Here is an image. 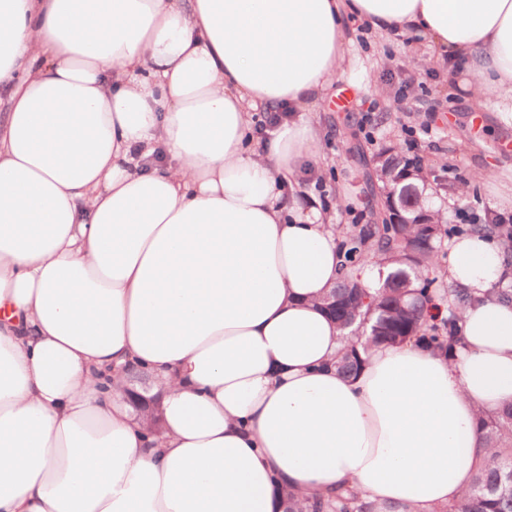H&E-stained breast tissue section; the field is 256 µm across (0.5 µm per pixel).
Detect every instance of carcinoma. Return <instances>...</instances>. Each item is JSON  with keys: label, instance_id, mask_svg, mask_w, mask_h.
Wrapping results in <instances>:
<instances>
[{"label": "carcinoma", "instance_id": "cac0c4a2", "mask_svg": "<svg viewBox=\"0 0 512 512\" xmlns=\"http://www.w3.org/2000/svg\"><path fill=\"white\" fill-rule=\"evenodd\" d=\"M377 178L381 191H396L410 201V208L392 214L385 209L382 222L354 224L339 243L344 276L323 300V309L341 328L356 339L348 342L336 362L342 373H352L362 363L360 350L372 344L400 345L408 340L454 356L462 345L459 310L470 301L461 288L448 289V316L438 322L426 318L431 286L439 263L438 248L453 229L437 212H429L430 223L420 224L415 216L426 210L423 191L428 172L397 147L377 156ZM379 261L398 264L373 289L366 288L357 271ZM478 429L489 464L475 476L469 491L448 505L446 512H512V408L479 418ZM375 512L374 506L349 489L310 502L293 500L291 512Z\"/></svg>", "mask_w": 512, "mask_h": 512}]
</instances>
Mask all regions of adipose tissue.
Segmentation results:
<instances>
[{"label":"adipose tissue","instance_id":"1","mask_svg":"<svg viewBox=\"0 0 512 512\" xmlns=\"http://www.w3.org/2000/svg\"><path fill=\"white\" fill-rule=\"evenodd\" d=\"M413 29L512 124V0H0V512H286L357 489L443 512L512 403V279L455 240L447 358L342 375L336 227L302 200L346 24ZM288 110L259 141L253 114ZM160 397L151 430L135 373Z\"/></svg>","mask_w":512,"mask_h":512}]
</instances>
